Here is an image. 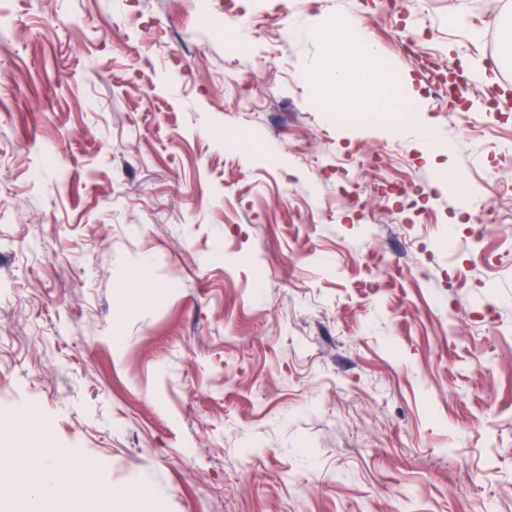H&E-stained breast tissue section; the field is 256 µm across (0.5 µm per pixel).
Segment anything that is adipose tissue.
Returning <instances> with one entry per match:
<instances>
[{
	"label": "adipose tissue",
	"mask_w": 512,
	"mask_h": 512,
	"mask_svg": "<svg viewBox=\"0 0 512 512\" xmlns=\"http://www.w3.org/2000/svg\"><path fill=\"white\" fill-rule=\"evenodd\" d=\"M336 68L321 83L327 98L354 105L352 82L372 84L382 78L374 64L375 52L360 43L353 27L336 25ZM28 413L16 415L0 439V512H62L68 503L103 505L106 512H157V499L147 489L120 491L97 482V465L80 457L59 466V452L50 445L32 447L22 434L31 422Z\"/></svg>",
	"instance_id": "1"
}]
</instances>
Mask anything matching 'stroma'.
Returning <instances> with one entry per match:
<instances>
[{
    "instance_id": "35a3bbf8",
    "label": "stroma",
    "mask_w": 512,
    "mask_h": 512,
    "mask_svg": "<svg viewBox=\"0 0 512 512\" xmlns=\"http://www.w3.org/2000/svg\"><path fill=\"white\" fill-rule=\"evenodd\" d=\"M112 2L0 8V426L163 512H512V0ZM354 23L348 27L343 22L336 21V68L334 72L322 80L321 86L327 98L351 107L358 105L351 94V80L359 83L372 84L382 80V73L374 64L375 52L361 44L355 35Z\"/></svg>"
}]
</instances>
